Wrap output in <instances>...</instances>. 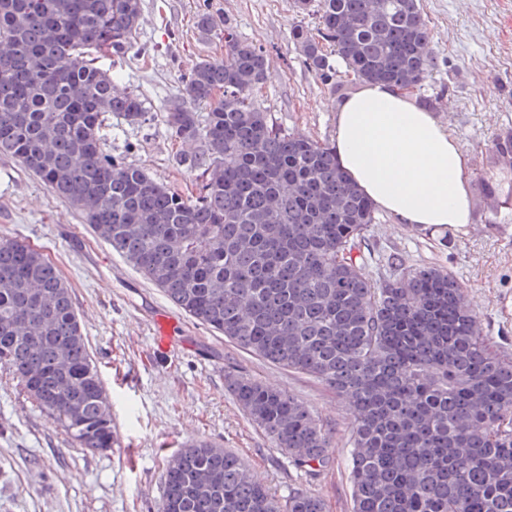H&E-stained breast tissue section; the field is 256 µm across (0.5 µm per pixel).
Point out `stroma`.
Listing matches in <instances>:
<instances>
[{"label": "stroma", "instance_id": "stroma-1", "mask_svg": "<svg viewBox=\"0 0 512 512\" xmlns=\"http://www.w3.org/2000/svg\"><path fill=\"white\" fill-rule=\"evenodd\" d=\"M430 48L440 66L421 88L468 157L474 222L468 233L423 230L377 213L367 242L373 277L433 265L462 284L491 349L512 357V208L491 210L478 183L493 166L494 138L512 131V0H420ZM231 19L237 34L263 47L266 79L260 104L282 128L319 142L335 135L337 99L304 62L290 31L293 0H142L134 46L100 63L118 91L138 93L147 119L112 114L107 147L132 166L190 192L178 166L179 143L161 120L178 101L191 67L221 58L224 41L201 33L199 12ZM41 250L69 282L89 351L110 396L115 442L104 451L72 444L6 371L0 370V512H155L167 459L206 440L233 450L277 499L303 490L326 512H352L351 421L335 393L310 376L288 371L224 341L184 314L83 224L79 213L0 157V237ZM178 325L174 350L150 358L156 319ZM235 371L285 387L329 430L330 470L296 472L288 456L248 419L228 391Z\"/></svg>", "mask_w": 512, "mask_h": 512}]
</instances>
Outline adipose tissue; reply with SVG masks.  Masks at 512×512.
<instances>
[{
	"label": "adipose tissue",
	"mask_w": 512,
	"mask_h": 512,
	"mask_svg": "<svg viewBox=\"0 0 512 512\" xmlns=\"http://www.w3.org/2000/svg\"><path fill=\"white\" fill-rule=\"evenodd\" d=\"M332 145L349 180L397 223L461 233L472 224L466 154L400 91L368 83L346 98Z\"/></svg>",
	"instance_id": "adipose-tissue-1"
}]
</instances>
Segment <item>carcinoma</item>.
<instances>
[{
  "mask_svg": "<svg viewBox=\"0 0 512 512\" xmlns=\"http://www.w3.org/2000/svg\"><path fill=\"white\" fill-rule=\"evenodd\" d=\"M291 30L336 94L345 82L419 89L438 68L417 0H294ZM140 0H0V155L15 159L184 313L268 362L333 390L352 419L353 512H512V362L491 354L461 283L435 266L375 279L362 251L376 217L332 151L257 104L263 48L208 12L230 50L202 59L161 115L193 176L185 195L107 150L115 92L102 51L134 45ZM344 64L345 71L339 70ZM0 368L72 443L112 447L108 395L70 287L40 251L0 238ZM248 418L295 470L327 469L331 435L285 388L227 373ZM156 512H325L280 502L234 452L188 443Z\"/></svg>",
  "mask_w": 512,
  "mask_h": 512,
  "instance_id": "carcinoma-1",
  "label": "carcinoma"
}]
</instances>
